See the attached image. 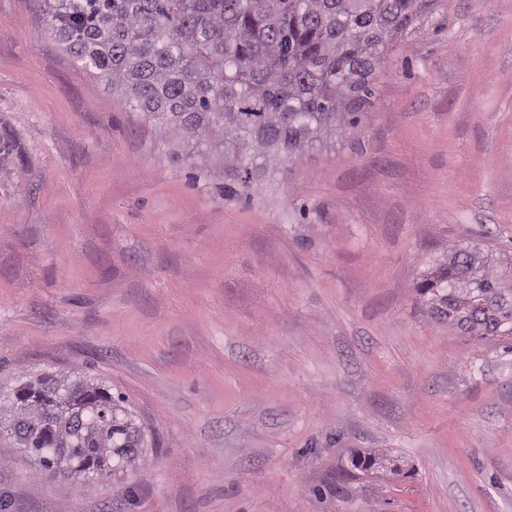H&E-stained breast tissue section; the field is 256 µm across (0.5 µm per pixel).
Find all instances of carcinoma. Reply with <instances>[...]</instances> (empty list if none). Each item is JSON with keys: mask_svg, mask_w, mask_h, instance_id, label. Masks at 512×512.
Segmentation results:
<instances>
[{"mask_svg": "<svg viewBox=\"0 0 512 512\" xmlns=\"http://www.w3.org/2000/svg\"><path fill=\"white\" fill-rule=\"evenodd\" d=\"M47 29L142 114L170 161L220 165L226 200L358 129L377 67L438 0H44ZM435 320L478 340L512 336V255L451 245L414 288ZM127 398L84 376L43 372L0 389V441L38 475L112 482L144 462ZM365 471L399 466L385 454Z\"/></svg>", "mask_w": 512, "mask_h": 512, "instance_id": "carcinoma-1", "label": "carcinoma"}]
</instances>
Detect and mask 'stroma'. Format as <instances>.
<instances>
[{"instance_id":"35a3bbf8","label":"stroma","mask_w":512,"mask_h":512,"mask_svg":"<svg viewBox=\"0 0 512 512\" xmlns=\"http://www.w3.org/2000/svg\"><path fill=\"white\" fill-rule=\"evenodd\" d=\"M0 0V387L124 394L122 492L0 447V512H512V337L414 300L449 244L512 247V0H442L356 135L224 200ZM307 217H300L299 208ZM401 461L337 485L354 451Z\"/></svg>"}]
</instances>
